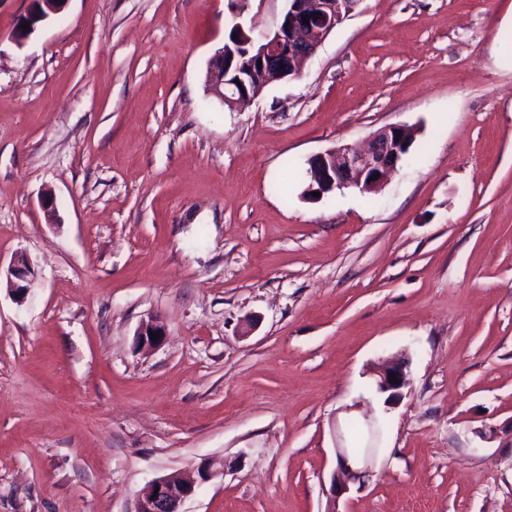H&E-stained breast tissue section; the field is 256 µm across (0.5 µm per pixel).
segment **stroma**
Instances as JSON below:
<instances>
[{"mask_svg": "<svg viewBox=\"0 0 512 512\" xmlns=\"http://www.w3.org/2000/svg\"><path fill=\"white\" fill-rule=\"evenodd\" d=\"M0 0V512H512V0H361L294 79L210 94L230 0ZM406 124L375 194L308 162ZM159 320L165 340L137 343ZM406 353L409 385L372 388ZM67 0H34L35 9L27 16L24 17L22 23H30L29 31L35 29L38 23L43 22L50 18L52 15L58 14L63 8ZM365 448H337L336 455L338 459L337 469L330 478L329 489L327 490L330 501L335 505L336 500L350 491V486L365 482V478L369 476L371 464L376 457V452L369 450L363 452ZM354 456H353V455ZM357 460V467H353L349 458ZM159 488L158 494H155ZM194 492V485L177 475H167L155 481L142 497L134 512H181V504Z\"/></svg>", "mask_w": 512, "mask_h": 512, "instance_id": "35a3bbf8", "label": "stroma"}]
</instances>
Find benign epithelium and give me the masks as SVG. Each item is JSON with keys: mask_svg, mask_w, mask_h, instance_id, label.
<instances>
[{"mask_svg": "<svg viewBox=\"0 0 512 512\" xmlns=\"http://www.w3.org/2000/svg\"><path fill=\"white\" fill-rule=\"evenodd\" d=\"M35 9L24 21L34 30L38 23L58 14L66 0H34ZM286 7L273 32L254 40L238 19L242 11L233 13L237 41L224 42L208 63L206 82L211 94L228 108L259 96L274 82L300 75L303 60L316 53L335 27L347 18L361 0H284ZM415 132L400 124L386 126L371 136L366 147L356 149L340 146L311 158L310 192L325 194L337 189L355 187L363 193H377L385 178L409 153ZM34 274L31 263L23 256L14 259L10 276L17 292L25 290L23 282ZM164 336L156 321L143 324L138 342L155 346L150 334ZM409 361L388 364L375 380L376 393L385 396L389 406L400 399L409 384L406 368ZM397 383H392V380ZM337 469L327 490L331 502L350 491V486L365 482L376 452L353 453L349 448L336 449ZM194 492V485L177 475H167L155 481L138 503L135 512H180L181 504Z\"/></svg>", "mask_w": 512, "mask_h": 512, "instance_id": "benign-epithelium-1", "label": "benign epithelium"}]
</instances>
